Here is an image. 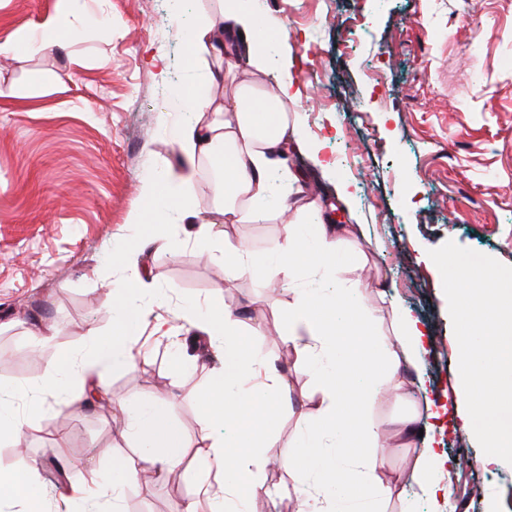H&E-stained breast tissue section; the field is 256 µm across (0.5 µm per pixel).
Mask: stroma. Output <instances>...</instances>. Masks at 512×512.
<instances>
[{
  "label": "stroma",
  "mask_w": 512,
  "mask_h": 512,
  "mask_svg": "<svg viewBox=\"0 0 512 512\" xmlns=\"http://www.w3.org/2000/svg\"><path fill=\"white\" fill-rule=\"evenodd\" d=\"M211 0H75L64 49L37 48L0 55V354L28 352L43 323L60 326L37 362L0 372L14 407L31 422L22 455L0 459V469L39 471L43 512L72 504L65 484L82 488V512H107L106 492L120 486L122 512H179L197 498L201 512H223L220 474L188 452L175 474L142 466L118 403L159 401L161 412L190 444L223 428L205 422L202 399L224 357V339L186 323L196 304H221L262 313L271 327L299 295L324 297L358 283L388 326L393 309L419 319L430 338L419 374L402 398L383 397L370 411L375 423L412 416L417 427L443 425L436 449L449 459L454 512H512V465L488 462L473 433L461 427L459 346L441 275L428 256L446 241L512 267V0H267L268 33L287 25L299 91L288 102L309 140L330 136L328 155L347 147L356 166L323 174L300 153L277 190L287 205H272L257 224L217 223L219 202L212 164L202 160L182 212L156 215L138 195L161 163L177 165L171 133L195 113L173 99L191 85L209 86L205 68L190 55L189 35ZM56 0H0V45L19 28L41 31ZM349 182L344 223L362 232L347 239L342 259L314 269L305 261L270 281L285 226L310 231L332 223L308 200L335 197ZM145 223L130 224L135 210ZM212 222L208 238L196 229ZM248 247L250 274L229 279L225 243ZM141 280L135 299L151 304L133 357L107 367L108 402L92 410L59 407L39 398L35 384L63 353L91 352V333L112 331L113 283ZM171 335H157L155 319ZM336 347L352 364L356 382L372 383L388 364L359 337L348 312L334 318ZM291 409L273 428L278 445L263 449L264 478L280 494L295 480L284 456L307 458L298 443L304 423L317 416L325 359L308 362L280 349ZM82 455L66 480H53V462L71 441ZM416 448L384 456L386 475H401L386 512H431L421 475L411 469Z\"/></svg>",
  "instance_id": "35a3bbf8"
}]
</instances>
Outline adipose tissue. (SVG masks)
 <instances>
[{"instance_id":"adipose-tissue-1","label":"adipose tissue","mask_w":512,"mask_h":512,"mask_svg":"<svg viewBox=\"0 0 512 512\" xmlns=\"http://www.w3.org/2000/svg\"><path fill=\"white\" fill-rule=\"evenodd\" d=\"M70 0H58L56 15L49 20L41 35L20 29L11 43L0 45V54H18L29 49L35 39L45 46L58 47L63 33L70 27ZM257 32L251 11L225 0L214 17H203L190 36L194 61L212 65L214 75L224 82L222 99H201L197 93L183 89L179 99L198 112L199 121L180 129L176 145L182 157L179 171L165 173L163 180L146 181L141 187L143 199L156 210H169L172 200H186L194 184L200 160L218 161L222 176L214 189L224 201L219 214L233 224H253L264 217L260 206L270 188L273 169L283 164L291 145L304 141L303 128L288 117L286 103L295 100L290 71L294 53L287 27H280L277 41L281 52L270 60L261 44L255 43ZM277 64L284 77L275 90L258 92L241 80L243 68L264 72L269 64ZM305 142V141H304ZM129 284L114 285L120 299L119 322L112 335L93 336L91 362L62 355L39 379L40 393L53 401L73 405L87 390L99 386L102 377L96 365L121 363L132 356V341L147 310L132 302ZM347 309L360 322L374 317L364 291L357 285L339 288L331 296L319 300L303 296L288 309L279 337L294 353L305 359L327 354L335 341V330L320 314L321 308ZM239 320L226 309H215L207 323L211 333L225 338L224 360L211 377L213 392L204 406L205 421L217 420L229 427L227 438H209L199 449L200 458L209 464H233L235 479L223 488L225 502L245 497L268 495L263 478V460L257 451L270 447L267 426L262 423L286 386V377L264 357L259 349L244 350L236 333ZM377 345L391 356L392 373L384 384L371 385L358 394L361 412L348 414L345 377L350 369L347 359L337 360L320 385L318 409L324 420L321 440L342 435L359 441L368 452L354 458L337 455L315 468L310 487L299 490L294 512H336L339 499L347 498L352 487H360L364 504L382 502L391 492L383 478V449L403 448L417 435L412 418L373 423L363 413L380 396L401 397L403 381L398 368L419 371L427 353V337L419 321L410 313H392L390 330L381 334ZM136 441L143 452L141 460L159 474L165 475L181 464L187 443L182 431L153 410L139 414ZM426 479V491L432 512H447L452 495V482L446 459L433 442H426L414 463Z\"/></svg>"}]
</instances>
